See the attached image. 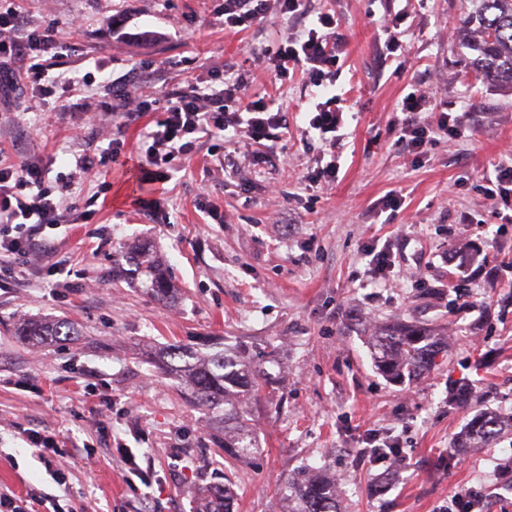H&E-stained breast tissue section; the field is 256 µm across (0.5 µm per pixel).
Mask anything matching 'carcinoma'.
<instances>
[{
    "instance_id": "cac0c4a2",
    "label": "carcinoma",
    "mask_w": 512,
    "mask_h": 512,
    "mask_svg": "<svg viewBox=\"0 0 512 512\" xmlns=\"http://www.w3.org/2000/svg\"><path fill=\"white\" fill-rule=\"evenodd\" d=\"M471 10L462 20L461 29L473 30L479 40L471 46L476 52L473 69L487 82L512 88V0H469ZM147 276V291L159 302L172 297V290L153 252L141 249L125 256L117 264L115 275L127 271ZM19 335L29 343H38L46 336L66 341L76 335L75 327L64 319L38 322L21 329ZM370 348L376 369L387 380L410 381L437 365L440 351L424 329L397 324L370 337ZM207 352L172 343L155 356L157 370L164 375L185 379L191 402L224 423V462L230 464L252 454L256 448L249 430L248 408L259 396L266 374L250 359L232 352L220 341L204 344ZM512 433V423L481 413L470 423L469 444L487 448L504 434ZM211 505L222 503L221 512H233L232 490L226 484L206 488ZM282 498L287 501L284 512H339L336 481L318 469L295 474L283 486Z\"/></svg>"
}]
</instances>
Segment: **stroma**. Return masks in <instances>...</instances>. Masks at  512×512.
Returning <instances> with one entry per match:
<instances>
[{
  "mask_svg": "<svg viewBox=\"0 0 512 512\" xmlns=\"http://www.w3.org/2000/svg\"><path fill=\"white\" fill-rule=\"evenodd\" d=\"M13 5L76 44L59 68L88 82V105L124 88L153 106L128 127L112 116L81 133L56 98L0 91V160L67 173L115 138L129 155L63 194L59 227L36 234L66 274L34 260L0 277V488L34 492L56 512H204L202 488L227 483L233 512H281L289 476L328 467L344 476L342 512H441L470 487L487 491L484 512H512V475L498 472L512 437L448 456L476 413L512 414V208L485 191L498 166L512 165V89L481 83L467 67L475 36L458 20L468 0H308L311 12L335 15L346 41L335 92L348 118L327 183L311 181L322 152L302 137L308 75L248 69L241 52L302 32V19L271 15L235 33L224 28L222 0ZM388 14L401 16L404 41L391 55L379 26ZM243 69L251 93L288 112L273 167L255 172L242 147L204 135L167 179L140 186L135 155L162 116L156 98L218 89L226 72ZM428 87L458 122L418 158L391 123L408 93ZM392 190L402 206L380 209ZM213 205L223 221L210 217ZM386 242L408 287L371 280L367 252ZM142 247L168 271L172 303L113 277L114 259ZM56 318L77 325L73 342L26 344L15 334ZM393 321L426 325L445 351L406 385L377 372L367 345ZM206 336L273 356L271 383L252 407L256 450L230 469L216 453L221 423L151 363L163 345ZM459 389L473 393L472 405L454 403ZM370 429L393 432L403 450L391 478L358 459ZM35 432L70 452L64 480L53 476L54 454L33 455ZM129 452L143 478L134 487Z\"/></svg>",
  "mask_w": 512,
  "mask_h": 512,
  "instance_id": "stroma-1",
  "label": "stroma"
}]
</instances>
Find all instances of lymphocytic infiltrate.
I'll return each mask as SVG.
<instances>
[{
  "mask_svg": "<svg viewBox=\"0 0 512 512\" xmlns=\"http://www.w3.org/2000/svg\"><path fill=\"white\" fill-rule=\"evenodd\" d=\"M306 16L310 23L303 35L274 47L251 52L253 60L266 64L276 76L290 70L307 72L315 88V102L307 115L308 128L317 133L322 146L335 147L336 134L346 114L331 95V81L342 52V39L333 15H309L306 0H224V26L246 30L269 13ZM26 28L23 17L12 7H0V84L22 79L32 96L46 99L56 91H69L75 78L49 77L52 59L66 49L52 25L27 28L24 38L14 31ZM249 81L245 74L225 75L222 89L204 93L190 88L168 94L163 116L143 134L144 155L139 169L150 180H158L177 156L187 154L200 134L220 137L233 133L243 139L250 151L249 163H269L261 152L265 143L278 142L288 131V119L281 104L263 97L247 100ZM428 95L408 94L401 102V115L394 119L398 140L416 156H423L438 133L453 130L456 119L448 112H428ZM47 167L30 162L0 163V252L29 261L35 253V233L56 225L59 202L48 189Z\"/></svg>",
  "mask_w": 512,
  "mask_h": 512,
  "instance_id": "1",
  "label": "lymphocytic infiltrate"
}]
</instances>
